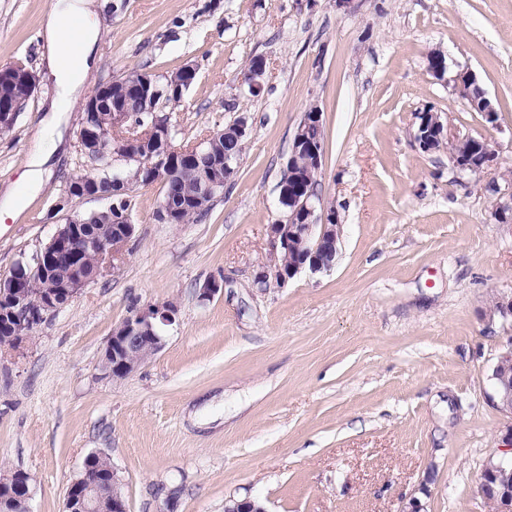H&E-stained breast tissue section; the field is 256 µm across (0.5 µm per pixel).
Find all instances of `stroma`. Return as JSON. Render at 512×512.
Here are the masks:
<instances>
[{
	"label": "stroma",
	"mask_w": 512,
	"mask_h": 512,
	"mask_svg": "<svg viewBox=\"0 0 512 512\" xmlns=\"http://www.w3.org/2000/svg\"><path fill=\"white\" fill-rule=\"evenodd\" d=\"M56 0H0V66L39 78L0 136V199L21 192L56 85L42 63ZM94 62L40 189L0 225V279L43 247L54 208L83 169L91 90L137 71H197L174 112L175 144H196L240 114L235 173L195 224H161V183L130 192L135 233L116 272L47 316L21 348H0V471L30 474L31 512H62L91 452L107 454L128 512H224L250 497L266 512H493L479 483L512 417L489 375L512 326L491 317L512 291V227L486 181L457 178L447 146L423 151L421 112L486 141L512 171V0H95ZM447 69H428L432 51ZM267 61L248 91L250 60ZM474 71L498 111L486 123L457 78ZM324 126L318 212L342 222L330 271L256 287L272 266L279 184L310 107ZM219 280L213 299L204 285ZM168 303L163 346L123 379L104 375L113 329Z\"/></svg>",
	"instance_id": "stroma-1"
}]
</instances>
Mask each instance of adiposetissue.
I'll return each mask as SVG.
<instances>
[{
    "label": "adipose tissue",
    "instance_id": "ef3b65f1",
    "mask_svg": "<svg viewBox=\"0 0 512 512\" xmlns=\"http://www.w3.org/2000/svg\"><path fill=\"white\" fill-rule=\"evenodd\" d=\"M92 0H60L50 15L45 31V56L56 78V103L46 121L57 131L66 104L81 88L94 52L97 33L87 19Z\"/></svg>",
    "mask_w": 512,
    "mask_h": 512
}]
</instances>
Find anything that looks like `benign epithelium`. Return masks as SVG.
<instances>
[{
    "mask_svg": "<svg viewBox=\"0 0 512 512\" xmlns=\"http://www.w3.org/2000/svg\"><path fill=\"white\" fill-rule=\"evenodd\" d=\"M151 80L147 74L141 75L126 85V90L145 100L154 97L150 92ZM9 83L16 91L15 99L0 103V123L16 120L20 107L37 89L38 79L35 73L22 63L17 62L0 68V82ZM112 90V82L94 88L86 103L85 111L103 112V122L98 127L82 124L79 132V150L86 157H109L112 163V184L118 187L116 194H126L128 189L122 177V169L117 164L136 163L152 170L155 180L163 182L171 168L181 162H189L197 155V146L176 147L166 157L153 159L146 147L145 135L132 134L136 127L129 125L130 115L120 104L107 105L106 98ZM416 131L415 139L420 148L429 152L443 143H450L455 150L453 171L459 177H484L491 174L496 165L493 150L478 149L480 140L472 141L471 149L480 156L475 164L464 154L463 139L448 137V124L444 123L438 112H423ZM125 131L118 136L116 132ZM487 188L496 196L494 217L500 224L512 223V185H500L491 178ZM292 209L285 212L283 218L270 225V244L272 251L295 253V260L286 267L275 263L269 269L259 271L254 283L259 288H268L271 283L283 285L303 270L315 274L331 269L336 260V242L340 235V225L332 223L329 215L316 214L314 200L316 191L305 188L296 189ZM89 199H106L111 203L100 209L104 215L116 210L114 196L97 189L95 181L70 185L59 202L58 209H69L70 215L50 241L35 255V261H21L15 265L11 275L0 279V329L6 336L0 338V344L17 348L23 342V333L35 328L47 316L69 303L86 285L97 279L91 275L85 265L88 249L97 252L98 273H103L111 258L118 255L121 248L134 233L132 224H114L107 235L92 228L79 219L82 211L79 204ZM64 255L71 263L69 277L58 279L54 276L56 262ZM38 282L41 287L27 291L30 284ZM175 322V309L170 305H150L139 308L124 319L113 331L106 347V357L112 360L108 376L123 379L135 373L141 365L162 347L160 328ZM512 368V336L499 349L493 366L494 376L506 375ZM490 400L497 408L512 415V386L502 380V387L492 390ZM482 476L494 477L502 486L497 495H488L486 499L495 505L494 512H512V458L496 452L489 455ZM31 477L25 473L21 481L7 484L0 482V503H11L18 512H31L29 501L33 496ZM99 476L88 464H83L81 475L73 480L67 490L65 503L68 512H128L127 503L117 472H112V510L96 496ZM224 512H266L256 501L246 498L242 501L231 500L224 506Z\"/></svg>",
    "mask_w": 512,
    "mask_h": 512,
    "instance_id": "7a95c632",
    "label": "benign epithelium"
}]
</instances>
